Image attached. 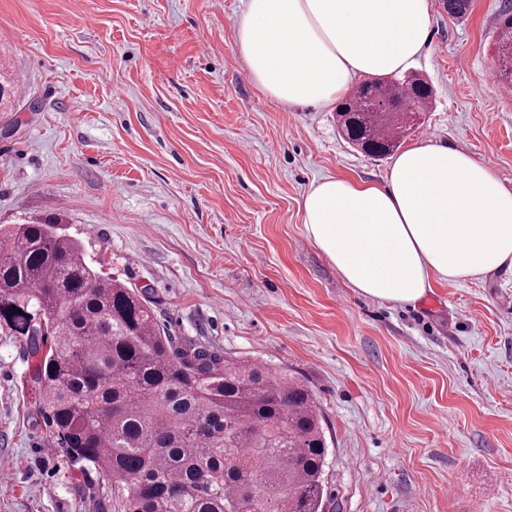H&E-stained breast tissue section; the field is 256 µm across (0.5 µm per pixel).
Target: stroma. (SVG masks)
Returning a JSON list of instances; mask_svg holds the SVG:
<instances>
[{"mask_svg":"<svg viewBox=\"0 0 512 512\" xmlns=\"http://www.w3.org/2000/svg\"><path fill=\"white\" fill-rule=\"evenodd\" d=\"M430 0L411 71L432 141L512 187L502 0ZM245 0H0V225L52 223L135 288L182 344L260 360L313 391L323 512H512V270L365 298L308 239L315 179L383 183L334 106L288 109L250 79ZM0 512H123L109 473L45 440L18 338L0 330ZM18 86L9 69L0 62V112H12L19 101Z\"/></svg>","mask_w":512,"mask_h":512,"instance_id":"35a3bbf8","label":"stroma"}]
</instances>
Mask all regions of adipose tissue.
<instances>
[{"label": "adipose tissue", "instance_id": "1", "mask_svg": "<svg viewBox=\"0 0 512 512\" xmlns=\"http://www.w3.org/2000/svg\"><path fill=\"white\" fill-rule=\"evenodd\" d=\"M429 28L430 0H246L238 42L263 94L328 106L355 78L410 68ZM302 210L308 238L372 299L416 302L434 283L512 268V188L453 147L407 148L381 185L322 178Z\"/></svg>", "mask_w": 512, "mask_h": 512}]
</instances>
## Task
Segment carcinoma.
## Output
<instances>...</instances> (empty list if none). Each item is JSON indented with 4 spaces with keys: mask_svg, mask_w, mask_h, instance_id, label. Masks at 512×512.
<instances>
[{
    "mask_svg": "<svg viewBox=\"0 0 512 512\" xmlns=\"http://www.w3.org/2000/svg\"><path fill=\"white\" fill-rule=\"evenodd\" d=\"M512 87V0L498 20ZM18 86L0 62V112ZM432 88L367 80L336 106L341 137L391 155ZM0 328L20 339L47 443L106 470L124 512H322L325 435L312 391L263 362L183 345L135 289L57 224L0 228Z\"/></svg>",
    "mask_w": 512,
    "mask_h": 512,
    "instance_id": "cac0c4a2",
    "label": "carcinoma"
}]
</instances>
